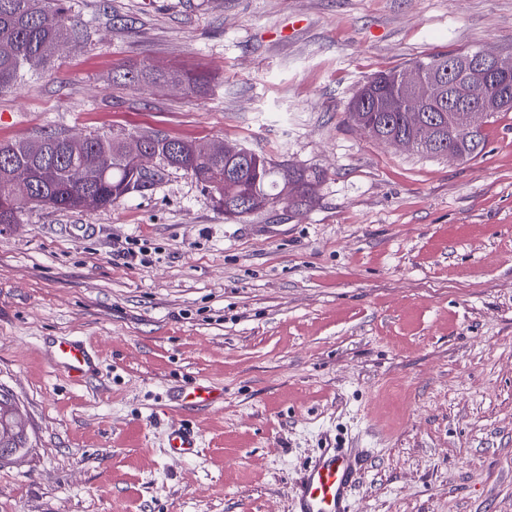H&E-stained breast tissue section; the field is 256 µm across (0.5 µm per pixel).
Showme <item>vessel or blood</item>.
I'll return each mask as SVG.
<instances>
[{
  "label": "vessel or blood",
  "mask_w": 512,
  "mask_h": 512,
  "mask_svg": "<svg viewBox=\"0 0 512 512\" xmlns=\"http://www.w3.org/2000/svg\"><path fill=\"white\" fill-rule=\"evenodd\" d=\"M56 365L69 377L79 379L92 369V357L83 340H57L51 351ZM180 404L208 408L221 399L211 386H196L177 392ZM198 447L196 431L181 423L171 424L166 451L177 457L194 455ZM355 472L349 456L339 450H323L309 465L299 487L297 512H353L351 489Z\"/></svg>",
  "instance_id": "obj_1"
}]
</instances>
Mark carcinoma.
Instances as JSON below:
<instances>
[{"label":"carcinoma","mask_w":512,"mask_h":512,"mask_svg":"<svg viewBox=\"0 0 512 512\" xmlns=\"http://www.w3.org/2000/svg\"><path fill=\"white\" fill-rule=\"evenodd\" d=\"M83 35L80 23L67 13L65 0H0V94L15 87L26 74L43 71L56 55L61 41H75ZM465 53H441L415 59V67L430 77L448 76V60ZM398 69L382 71L368 77L353 95L348 121L363 129L367 136L384 141L389 138L413 142L415 151L426 156L445 153L452 148L461 160L469 161L485 149V127L501 111L512 105L492 109L477 117L469 132L459 131L448 113L422 107L417 112H401L388 100L401 92L396 83ZM117 77L129 85L146 82L176 81L187 95L203 92L208 79L203 73H158L144 65L120 68ZM146 143L159 146V162L182 170L217 199L224 214L242 217L260 210L285 206L290 210L308 207L324 179V174L274 161L254 151L243 152L240 144L224 145L221 158L201 155L192 139L161 133H131ZM127 137V138H129ZM127 138L104 134L84 135L83 152L73 154L65 145L64 134L48 133L41 137L44 150L35 154L31 141L0 143V224H17L30 205L57 211H81L86 186L76 177L82 168L99 172L93 187L99 207L109 209L132 192H142L155 185L154 176L138 169L127 157ZM26 165L32 179L26 184L14 181L17 165ZM295 185L291 197H281L288 183Z\"/></svg>","instance_id":"cac0c4a2"}]
</instances>
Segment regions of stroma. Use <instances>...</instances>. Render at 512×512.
<instances>
[{
	"label": "stroma",
	"mask_w": 512,
	"mask_h": 512,
	"mask_svg": "<svg viewBox=\"0 0 512 512\" xmlns=\"http://www.w3.org/2000/svg\"><path fill=\"white\" fill-rule=\"evenodd\" d=\"M69 5L86 37L0 94V141L158 130L325 180L310 208L239 220L173 169L108 211L0 224V387L28 436L0 512H294L324 448L357 455L355 512H512V112L464 163L346 117L371 74L512 52V0ZM143 59L213 81H114ZM60 336L88 344L84 380L52 362ZM196 382L223 405L184 415L171 391ZM183 418L188 458L166 451ZM198 448V435L192 428L182 423L171 424L168 436L166 451L168 454L177 457H189L194 455Z\"/></svg>",
	"instance_id": "35a3bbf8"
}]
</instances>
